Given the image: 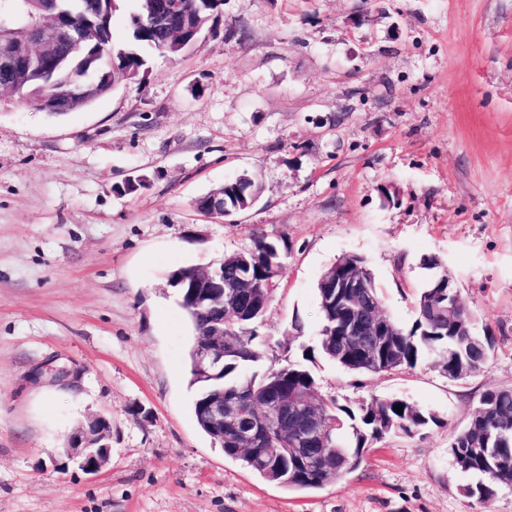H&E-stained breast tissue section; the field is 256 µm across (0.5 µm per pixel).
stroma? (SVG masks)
<instances>
[{
  "instance_id": "35a3bbf8",
  "label": "stroma",
  "mask_w": 512,
  "mask_h": 512,
  "mask_svg": "<svg viewBox=\"0 0 512 512\" xmlns=\"http://www.w3.org/2000/svg\"><path fill=\"white\" fill-rule=\"evenodd\" d=\"M244 173L252 208L196 210ZM260 233L284 254L258 328L271 356L314 344L317 281L348 254L406 328L421 262L441 258L494 339L463 380L430 357L378 376L317 360L320 398L401 397L437 418L318 490L256 478L192 411L168 277ZM491 387L512 388V0H224L184 57H152L79 111L0 96V512H512V488L467 496L448 453ZM99 413L112 458L91 477L64 448Z\"/></svg>"
}]
</instances>
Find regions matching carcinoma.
Here are the masks:
<instances>
[{
    "label": "carcinoma",
    "mask_w": 512,
    "mask_h": 512,
    "mask_svg": "<svg viewBox=\"0 0 512 512\" xmlns=\"http://www.w3.org/2000/svg\"><path fill=\"white\" fill-rule=\"evenodd\" d=\"M185 14L183 23L163 28L149 14L148 0H135L130 16L129 38L123 43L113 41L112 17L116 0H0V31L24 44V33L34 22L66 26L79 37L82 51L76 58L57 60L47 69L31 65L17 68L0 64V87L51 114L60 108L74 111L82 108L74 96L76 86L88 92L84 102L109 93L125 79H135L148 73L151 54L176 59L191 48L185 35L191 30L208 27L215 22L219 10L217 0H181ZM225 195L230 211L251 208L260 194V185L244 173L233 179ZM224 282L235 283L239 272L248 274L251 284L233 307L243 308L250 316L243 321L225 309H215L188 299L181 303L193 329L189 350V384L195 388L194 415L200 429L212 432L205 419L206 402L217 389L224 390V409L244 407L251 413L262 410L270 396L299 397L315 389L316 380L306 363H315L321 356L345 369L358 373L380 375L413 367L420 357L435 359V365L448 378H459V370L471 365L480 371L494 347L493 337L473 332L472 317L464 312L460 322L470 331L458 335V329L448 328V270L444 262L430 256L421 268L427 271L415 301V320L411 328L399 325L384 314L391 329L378 339L377 360L372 363L364 356L363 337L351 331L353 314L364 306L363 299H354L346 289H336V304L325 302L326 289L316 286L321 328L314 345H303L304 363L275 362L269 359L266 343L255 334L257 322L273 300L275 284L282 273L283 255L277 241L265 235L255 237L246 250L224 254ZM333 265L342 278L354 265L363 269L369 284L367 293L373 302L381 301L374 273L367 260L355 254L338 258ZM224 320V380L202 382L194 370L195 346L201 331L209 324ZM403 406V412L393 410ZM436 422V417L403 398H377L351 408L334 400L323 403L324 433L315 444L308 435L292 432L280 443L282 448H308L312 455L299 466L286 456L262 459L264 439H259L257 453L240 449L237 438L224 430V455L238 461L245 469L263 481H269L268 468L281 471L278 485L293 490H314L341 480L362 462L365 448L390 433L411 435ZM472 439L490 432L488 442L492 456L475 455L462 472L482 475L488 481L468 484L464 492L480 501L492 500L502 487H512V388H489L466 427Z\"/></svg>",
    "instance_id": "obj_1"
}]
</instances>
